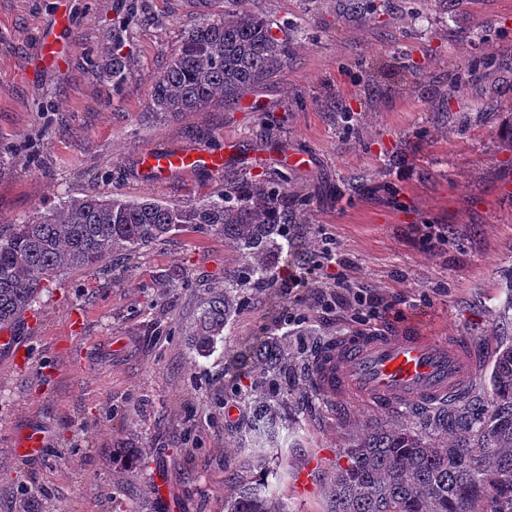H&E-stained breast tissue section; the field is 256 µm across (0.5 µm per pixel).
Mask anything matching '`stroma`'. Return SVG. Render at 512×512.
I'll use <instances>...</instances> for the list:
<instances>
[{
	"instance_id": "1",
	"label": "stroma",
	"mask_w": 512,
	"mask_h": 512,
	"mask_svg": "<svg viewBox=\"0 0 512 512\" xmlns=\"http://www.w3.org/2000/svg\"><path fill=\"white\" fill-rule=\"evenodd\" d=\"M115 6L0 0V224L91 192L184 205L282 174L305 206L282 241V281L246 293L207 358L192 356L186 333L238 265L220 234L180 232L47 282L32 320L13 329L25 359L0 350V512L22 501L140 512L155 492L166 512H224L230 475L265 484L288 512H324L342 450L393 416L312 384L317 349L363 327L313 305L335 287L322 238L351 260L352 283L390 303L388 322L476 337L488 365L497 326L512 334V0H247L287 39V58L240 105L183 115L150 109L152 79L224 0H145L122 32L130 74L117 90L106 73ZM62 13L58 35L76 51L36 64L38 35ZM458 77L465 86L449 95ZM229 138L238 151L219 170L160 183L137 174L147 150L220 152ZM294 154L308 164H289ZM271 337L287 338L292 361L283 440L258 462L239 393L260 375L250 349ZM31 427L42 453L15 455ZM127 438L142 458L133 471L114 460Z\"/></svg>"
}]
</instances>
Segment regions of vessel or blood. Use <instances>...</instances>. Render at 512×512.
<instances>
[{
	"mask_svg": "<svg viewBox=\"0 0 512 512\" xmlns=\"http://www.w3.org/2000/svg\"><path fill=\"white\" fill-rule=\"evenodd\" d=\"M74 51L53 30L42 32L36 58L56 62ZM220 154L177 148L151 149L140 158L141 175L161 182L182 172L216 170ZM480 347L474 337L445 339L408 326L375 327L352 331L330 341L314 357L312 379L332 398L361 397L387 411L432 407L466 394L478 370ZM41 431L28 430L17 438L13 451L21 457L40 453Z\"/></svg>",
	"mask_w": 512,
	"mask_h": 512,
	"instance_id": "obj_1",
	"label": "vessel or blood"
}]
</instances>
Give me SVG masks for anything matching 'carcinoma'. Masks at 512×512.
Listing matches in <instances>:
<instances>
[{
	"instance_id": "cac0c4a2",
	"label": "carcinoma",
	"mask_w": 512,
	"mask_h": 512,
	"mask_svg": "<svg viewBox=\"0 0 512 512\" xmlns=\"http://www.w3.org/2000/svg\"><path fill=\"white\" fill-rule=\"evenodd\" d=\"M224 15L188 32L167 69L152 80L154 112L184 114L235 105L286 58L271 22L226 0ZM141 8L120 0L112 29V87L127 79L122 26ZM288 178L250 180L224 188L218 199L175 206L86 194L23 224L0 225V331L14 328L37 302L43 282L66 270L96 266L118 251L134 254L188 229L214 231L243 260L241 269L201 301L188 345L198 357L224 342L244 290L262 289L281 249L286 225L303 201ZM252 358L262 377L245 393V431L258 448L276 444L283 424L280 379L290 365L288 344L268 341ZM480 416L469 404L434 417L416 416L375 427L343 449L347 464L330 477L327 512H512V344L500 346ZM224 512H288L285 502L256 484L235 482Z\"/></svg>"
}]
</instances>
